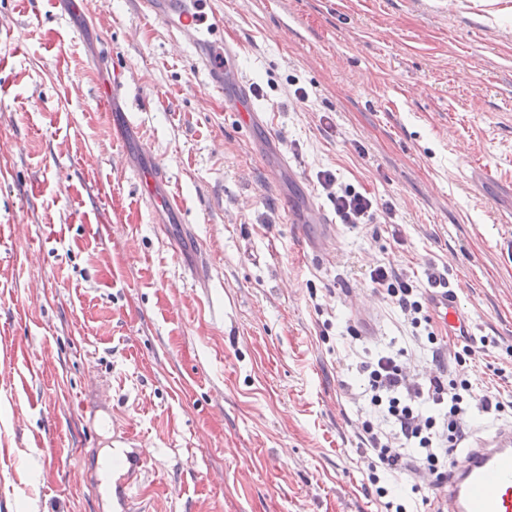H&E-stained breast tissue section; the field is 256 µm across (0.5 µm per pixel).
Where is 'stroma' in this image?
Segmentation results:
<instances>
[{"instance_id":"obj_1","label":"stroma","mask_w":512,"mask_h":512,"mask_svg":"<svg viewBox=\"0 0 512 512\" xmlns=\"http://www.w3.org/2000/svg\"><path fill=\"white\" fill-rule=\"evenodd\" d=\"M84 2L0 0V512H113L124 446L136 512H377L357 368L433 367L380 265L443 274L494 341L473 395L507 402L467 430L512 425V0H218L274 119L248 129L133 0ZM151 161L180 215L139 197ZM326 170L376 223L291 222L334 216Z\"/></svg>"}]
</instances>
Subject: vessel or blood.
I'll use <instances>...</instances> for the list:
<instances>
[{
    "label": "vessel or blood",
    "instance_id": "vessel-or-blood-1",
    "mask_svg": "<svg viewBox=\"0 0 512 512\" xmlns=\"http://www.w3.org/2000/svg\"><path fill=\"white\" fill-rule=\"evenodd\" d=\"M138 16L163 26L174 37L187 40L196 53L195 68L210 91L224 95L227 82L238 81L233 63L238 55L234 38L224 37V19L217 0H135ZM233 113L247 126L268 122L267 113L255 110L249 90L240 87ZM142 200L153 207L179 213L180 203L168 188L164 169L157 164L139 170ZM431 309L445 329L455 331L465 321L453 294L430 296ZM442 500L450 512H512V426H501L474 439L448 473Z\"/></svg>",
    "mask_w": 512,
    "mask_h": 512
}]
</instances>
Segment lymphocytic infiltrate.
I'll return each mask as SVG.
<instances>
[{
	"label": "lymphocytic infiltrate",
	"instance_id": "obj_1",
	"mask_svg": "<svg viewBox=\"0 0 512 512\" xmlns=\"http://www.w3.org/2000/svg\"><path fill=\"white\" fill-rule=\"evenodd\" d=\"M320 184L327 190L342 223L369 224L376 219V200L349 185H339L334 173L325 171ZM374 290L406 316L412 328L423 331L436 373L417 377L407 372L397 353L383 351L362 361L359 372L364 394L381 409L383 425L363 421L361 451L367 461L368 479L375 487L383 512H406L402 500L390 497L382 474L420 472L440 474L455 464L463 451L466 395L472 383L463 370L473 350L469 337H461L458 350H450V336L435 326L429 298L412 280L393 267L380 266L370 273Z\"/></svg>",
	"mask_w": 512,
	"mask_h": 512
}]
</instances>
